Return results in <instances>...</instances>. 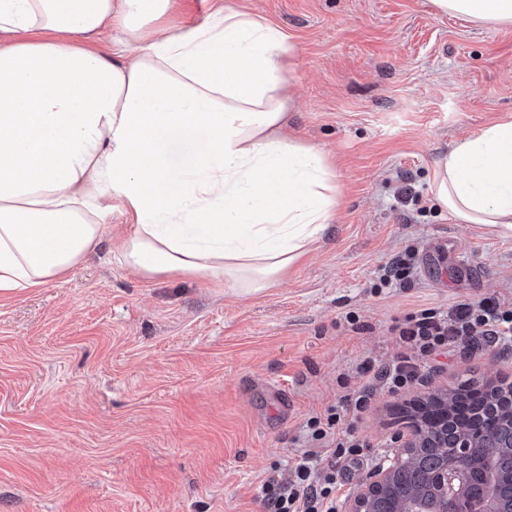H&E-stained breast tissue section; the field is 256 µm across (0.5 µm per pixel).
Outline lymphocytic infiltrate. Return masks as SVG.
<instances>
[{
  "label": "lymphocytic infiltrate",
  "mask_w": 512,
  "mask_h": 512,
  "mask_svg": "<svg viewBox=\"0 0 512 512\" xmlns=\"http://www.w3.org/2000/svg\"><path fill=\"white\" fill-rule=\"evenodd\" d=\"M512 335V298L489 301L464 299L441 313L432 308L418 310L406 317L398 330L399 356L386 366L364 361L360 372L367 382L358 391L330 408L325 419L310 424L312 440L325 444L332 458L358 461L365 445L350 434L335 433L342 416L366 411L375 384L398 391L421 379L419 363L440 350L469 344L476 337L493 340ZM321 459L316 452H303L293 465L288 479L272 480L263 486L266 512H336L334 492L336 475L320 472Z\"/></svg>",
  "instance_id": "lymphocytic-infiltrate-1"
}]
</instances>
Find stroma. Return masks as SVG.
Listing matches in <instances>:
<instances>
[{"instance_id":"obj_1","label":"stroma","mask_w":512,"mask_h":512,"mask_svg":"<svg viewBox=\"0 0 512 512\" xmlns=\"http://www.w3.org/2000/svg\"><path fill=\"white\" fill-rule=\"evenodd\" d=\"M264 16L297 48L288 131L330 160L333 228L274 287L238 297L206 275L145 276L118 247L133 218L65 277L0 292V512H265L262 487L311 448L308 424L400 351L422 308L512 296V236L457 224L428 179L456 139L512 120V26L432 0H176L181 26L216 2ZM413 256L406 283L378 269ZM340 428L344 503L406 433V408L473 377L512 382V336L426 358Z\"/></svg>"}]
</instances>
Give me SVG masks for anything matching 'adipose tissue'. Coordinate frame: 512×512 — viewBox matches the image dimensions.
Segmentation results:
<instances>
[{
  "instance_id": "obj_1",
  "label": "adipose tissue",
  "mask_w": 512,
  "mask_h": 512,
  "mask_svg": "<svg viewBox=\"0 0 512 512\" xmlns=\"http://www.w3.org/2000/svg\"><path fill=\"white\" fill-rule=\"evenodd\" d=\"M483 26L512 0H432ZM174 0H0V291L43 286L100 245L96 201L135 222L126 265L209 274L247 296L275 286L332 227L340 185L284 135L297 52L230 7L171 23ZM111 31L114 51L90 42ZM191 153L176 158L174 148ZM429 193L460 224L512 235V121L455 142Z\"/></svg>"
}]
</instances>
